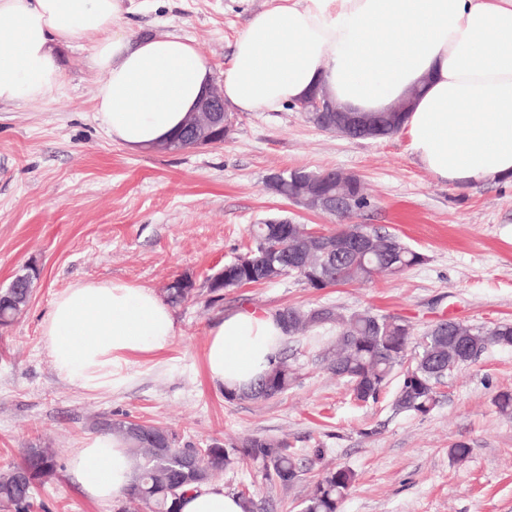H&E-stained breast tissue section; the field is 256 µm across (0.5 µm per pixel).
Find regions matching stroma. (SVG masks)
I'll use <instances>...</instances> for the list:
<instances>
[{"mask_svg":"<svg viewBox=\"0 0 512 512\" xmlns=\"http://www.w3.org/2000/svg\"><path fill=\"white\" fill-rule=\"evenodd\" d=\"M271 0H132L122 23L133 34L187 38L222 82L234 41ZM61 94L34 105L0 104V288L27 266L39 278L31 302L0 328V470L25 448L54 449L55 480L30 512H115L87 498L67 469L70 453L94 437L92 421L152 423L202 448L247 435L287 440L304 473L272 488L251 463L218 479L299 512L326 469L357 480L341 512H512V417L494 398L512 392V348L492 347L448 375L425 415L396 411L397 382L377 400L355 401L327 372L322 327L283 342L295 372L288 391L267 400L225 399L205 368L208 331L239 308L369 309L406 319L415 336L444 319L483 326L512 321V182L447 184L414 158L408 137L353 140L319 129L307 113L238 112L224 143L176 152H128L95 113L105 75L80 41L62 47ZM342 170L362 182L368 207L353 223L382 227L426 257L400 275L365 285L307 287L288 276L212 299L206 279L245 251L250 227L286 217L315 232L338 220L289 205L265 186L275 172ZM191 276L198 297L175 308L180 333L163 354L135 358L110 391L71 387L56 374L42 323L57 294L85 281L122 280L162 292ZM467 443V459L449 450Z\"/></svg>","mask_w":512,"mask_h":512,"instance_id":"35a3bbf8","label":"stroma"}]
</instances>
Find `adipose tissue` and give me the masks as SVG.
I'll use <instances>...</instances> for the list:
<instances>
[{
	"mask_svg": "<svg viewBox=\"0 0 512 512\" xmlns=\"http://www.w3.org/2000/svg\"><path fill=\"white\" fill-rule=\"evenodd\" d=\"M124 0H0V104H37L64 86L60 47L88 44L105 80L96 117L132 152L171 139L213 81L182 36L138 37ZM322 89L341 107L408 108L401 126L415 159L461 186L512 178V0H279L251 15L224 72V102L276 111ZM179 334L171 305L122 281H86L59 294L42 336L57 375L112 389L130 358H151ZM285 334L273 314L239 309L210 329L207 376L239 391L276 363ZM90 499L121 500L134 469L121 438H88L68 459ZM181 512H243L223 485L188 492Z\"/></svg>",
	"mask_w": 512,
	"mask_h": 512,
	"instance_id": "obj_1",
	"label": "adipose tissue"
}]
</instances>
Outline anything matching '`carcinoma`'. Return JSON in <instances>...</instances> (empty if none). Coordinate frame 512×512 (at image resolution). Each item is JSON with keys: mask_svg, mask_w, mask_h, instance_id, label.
Returning <instances> with one entry per match:
<instances>
[{"mask_svg": "<svg viewBox=\"0 0 512 512\" xmlns=\"http://www.w3.org/2000/svg\"><path fill=\"white\" fill-rule=\"evenodd\" d=\"M341 112H315L308 119L326 131H338L352 139L377 138L398 132L399 112H367L368 121H382L379 130L364 128L353 131L336 123ZM339 190L354 199L352 209L341 214L340 220L351 217L367 207L361 182L349 181ZM308 232L304 224H255L251 230L250 251L295 255L290 274L308 287L313 279L322 278L323 287L345 284H367L378 272L399 275L419 265L424 256L410 248L398 236L365 224H341L326 235L328 251L311 256L300 247L299 240ZM373 235L376 249L365 253H341L335 249L342 238ZM37 277L25 274L22 286L0 291V327L10 325L29 305ZM195 288H167L165 299L177 307L193 298ZM276 320L288 337H295L319 326L333 328L336 335L321 356L324 368L342 374L351 385L353 395L363 401L374 400L392 376L401 373L394 400L400 411L425 415L436 402L437 386L455 369L475 361L490 347H512V323L499 322L487 327L464 325L443 334L428 330L417 343L411 366L404 360L413 339L409 322L394 314H376L369 309L345 314L334 306L320 305L301 308L286 306L275 311ZM461 336L471 353L455 348L453 337ZM294 373L285 359L260 377L248 390L255 400H266L288 390ZM92 427L103 433L121 437L135 461V480L117 506V512H131L142 506L149 512H180L181 495L185 488L208 483L212 478L234 469L244 461L256 464L265 481L286 488L302 476L300 463L290 448L282 442L260 436H249L228 446L217 441L205 448H182L176 436L166 429L149 423L114 421L100 417ZM170 437L166 449L156 447L155 437ZM55 455L47 448H28L22 460L0 471V505L14 512H29L38 487L51 482L57 474ZM356 480L354 471L346 466L325 473L318 479L301 512H339L340 504ZM244 512H276L271 500H257L245 491L237 492Z\"/></svg>", "mask_w": 512, "mask_h": 512, "instance_id": "cac0c4a2", "label": "carcinoma"}]
</instances>
